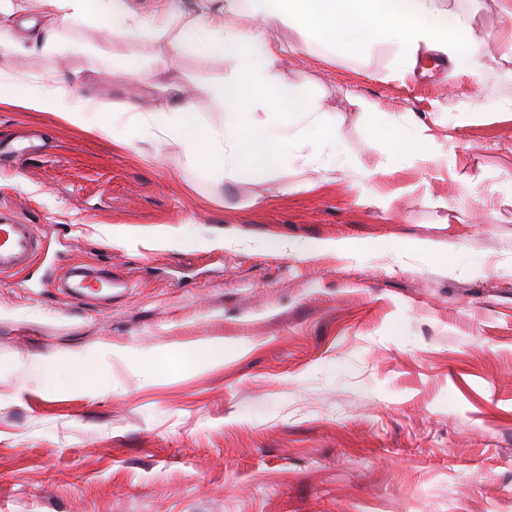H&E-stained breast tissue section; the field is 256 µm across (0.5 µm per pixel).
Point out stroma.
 Returning <instances> with one entry per match:
<instances>
[{
	"instance_id": "stroma-1",
	"label": "stroma",
	"mask_w": 512,
	"mask_h": 512,
	"mask_svg": "<svg viewBox=\"0 0 512 512\" xmlns=\"http://www.w3.org/2000/svg\"><path fill=\"white\" fill-rule=\"evenodd\" d=\"M439 6L477 35L467 66L425 54L394 80L385 50L279 56L280 80L341 131L332 183L295 160L217 187L176 145L138 153L0 106V211L43 236L0 276L1 507L512 512V22L505 0ZM180 28L130 41L63 25L55 52L0 47V70L152 112L184 89L221 124L214 90L236 58L174 52ZM170 56L167 91L123 74ZM410 114L422 152L390 167L387 133ZM324 240L353 251L302 253ZM92 265L124 280L110 300L57 290ZM214 338L250 349L152 377L153 355Z\"/></svg>"
}]
</instances>
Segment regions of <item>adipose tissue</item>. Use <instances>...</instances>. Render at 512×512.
Segmentation results:
<instances>
[{
	"instance_id": "1",
	"label": "adipose tissue",
	"mask_w": 512,
	"mask_h": 512,
	"mask_svg": "<svg viewBox=\"0 0 512 512\" xmlns=\"http://www.w3.org/2000/svg\"><path fill=\"white\" fill-rule=\"evenodd\" d=\"M44 46H51L59 23L102 22L113 34L132 38L143 30L165 36L171 7L138 14L129 0H40ZM452 12L437 0H196L194 15L173 40L174 48L191 44L220 54L233 52L235 71L216 88L225 109L221 125L200 126L185 101L167 112H140L133 106L109 112L97 100L74 105L71 84L62 80L41 91L18 76L0 72V105L46 112L80 129H94L113 144L130 148L148 141L177 145L187 161L206 169L214 185L244 176L269 178L287 164L303 143L320 154L307 162L321 182L335 181L343 164L336 156L339 131L320 103L283 86L275 72L281 53L318 46L336 54L364 47L392 50V75L413 73L422 52L435 51L457 62L474 35L457 29ZM296 33L294 41L276 39L280 30Z\"/></svg>"
}]
</instances>
